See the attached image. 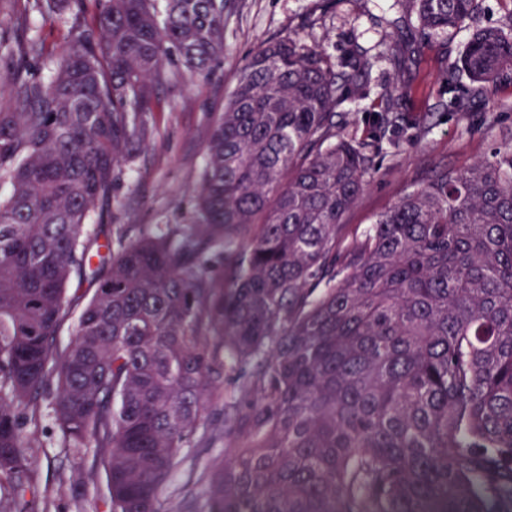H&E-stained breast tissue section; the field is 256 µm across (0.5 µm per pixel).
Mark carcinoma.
<instances>
[{"mask_svg":"<svg viewBox=\"0 0 512 512\" xmlns=\"http://www.w3.org/2000/svg\"><path fill=\"white\" fill-rule=\"evenodd\" d=\"M26 0L0 51L17 112L0 111V512H21L22 415L52 395L64 439L97 448L112 512H168L183 449L244 437L203 461L205 512H512V147L442 168L349 244L343 218L373 178L371 147L401 146L398 97L362 133L336 111L356 53L334 61L299 36L268 39L213 122L194 223L85 233L116 173L149 146L147 113L180 64L224 55L226 0H91L100 41L69 26L44 82L27 67ZM427 36L478 0H396ZM506 27L472 31L443 71L488 94L512 74ZM90 298L67 296L100 248ZM224 251L227 279L208 266ZM78 332L57 336L74 307ZM236 372L234 393L214 385ZM224 401V427L208 405Z\"/></svg>","mask_w":512,"mask_h":512,"instance_id":"1","label":"carcinoma"}]
</instances>
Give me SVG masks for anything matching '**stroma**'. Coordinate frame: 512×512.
Listing matches in <instances>:
<instances>
[{
	"mask_svg": "<svg viewBox=\"0 0 512 512\" xmlns=\"http://www.w3.org/2000/svg\"><path fill=\"white\" fill-rule=\"evenodd\" d=\"M388 0H228L224 57L208 74L180 77L161 91L152 114L151 147L123 166L108 199L87 224L89 232L125 225L129 239L165 224L192 223L205 145L213 118L222 113L237 76L262 40L295 34L319 44L334 59L351 56L355 47L396 42L398 56L375 66L366 78L368 97L350 95L340 106L355 123L382 97L405 94L402 112L413 140L409 149L381 145L376 173L345 222L359 234L375 217L406 193L423 186L443 167L462 169L488 155L492 147L512 145V78L498 82L492 94L474 97L467 112L437 107L444 89L438 74L445 58H456L476 27L512 20L505 0H480L472 21L443 35L421 34L415 18L381 13ZM36 437L24 448L28 481L22 499L31 512H112L103 470L95 465L93 445L75 448L58 428L49 402H42L27 426ZM198 451L187 448L166 485L163 498L172 512H199L205 484L198 475Z\"/></svg>",
	"mask_w": 512,
	"mask_h": 512,
	"instance_id": "obj_1",
	"label": "stroma"
}]
</instances>
